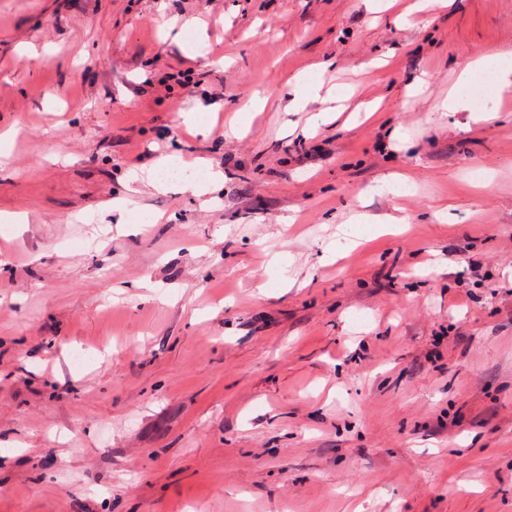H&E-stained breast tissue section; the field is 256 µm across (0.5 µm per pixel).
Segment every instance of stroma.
<instances>
[{
	"instance_id": "obj_1",
	"label": "stroma",
	"mask_w": 512,
	"mask_h": 512,
	"mask_svg": "<svg viewBox=\"0 0 512 512\" xmlns=\"http://www.w3.org/2000/svg\"><path fill=\"white\" fill-rule=\"evenodd\" d=\"M498 50L512 0H0V512H512V94L438 107ZM322 82L319 78L305 75L297 81L288 109L291 112L305 111L308 103L319 98Z\"/></svg>"
}]
</instances>
